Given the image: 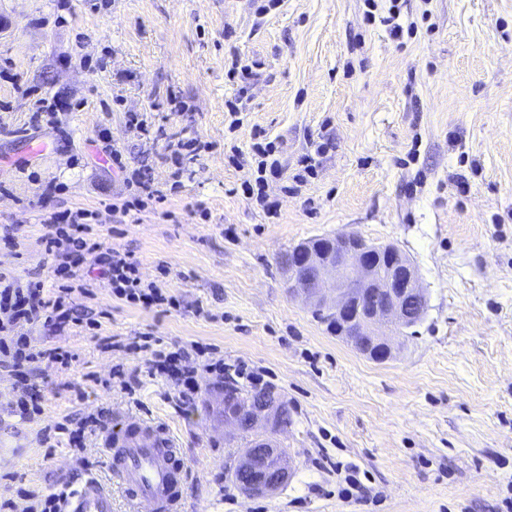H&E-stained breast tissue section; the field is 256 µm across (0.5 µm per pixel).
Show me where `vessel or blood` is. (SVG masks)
Segmentation results:
<instances>
[{
    "mask_svg": "<svg viewBox=\"0 0 512 512\" xmlns=\"http://www.w3.org/2000/svg\"><path fill=\"white\" fill-rule=\"evenodd\" d=\"M105 448L113 482L124 488L130 512H182L188 470L179 449L155 446L140 423L109 433ZM111 484L88 479L68 497L66 512H112Z\"/></svg>",
    "mask_w": 512,
    "mask_h": 512,
    "instance_id": "vessel-or-blood-1",
    "label": "vessel or blood"
}]
</instances>
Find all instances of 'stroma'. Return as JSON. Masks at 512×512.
Returning <instances> with one entry per match:
<instances>
[{
    "label": "stroma",
    "instance_id": "35a3bbf8",
    "mask_svg": "<svg viewBox=\"0 0 512 512\" xmlns=\"http://www.w3.org/2000/svg\"><path fill=\"white\" fill-rule=\"evenodd\" d=\"M399 5L418 26L400 42L366 23L363 0H282L262 20L250 0H0V270L52 284L43 215L85 209L107 246L179 301L135 306L86 272L67 301L92 307L100 334L12 327L76 356L48 369L36 423L12 414L0 371V496L15 512L51 486L109 481L102 438L79 450L55 430L103 407L112 425L136 417L174 441L184 512H512V0ZM237 56L260 67L232 131L225 67ZM260 134L291 174L323 147L273 216L235 191ZM192 138L198 156L176 165L175 144ZM143 169L178 192L113 223L105 203L127 199L126 175ZM49 183L56 193L35 207ZM338 232L394 244L418 270L427 311L387 361L288 294L281 253ZM143 333L172 351L198 344L229 369H198L201 389L182 401L149 375L150 350L131 349ZM250 372L291 419L277 436L291 474L269 498L225 472L244 443L225 437L212 400Z\"/></svg>",
    "mask_w": 512,
    "mask_h": 512
}]
</instances>
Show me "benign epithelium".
Wrapping results in <instances>:
<instances>
[{"instance_id":"7a95c632","label":"benign epithelium","mask_w":512,"mask_h":512,"mask_svg":"<svg viewBox=\"0 0 512 512\" xmlns=\"http://www.w3.org/2000/svg\"><path fill=\"white\" fill-rule=\"evenodd\" d=\"M282 266L288 288L359 353L391 358L393 346L381 328L403 331L427 304L419 274L394 245H373L354 233L316 238L288 250ZM287 402L276 393L224 394V433L247 431L251 442L231 459L227 471L244 474L248 497H270L288 480L291 459L276 441Z\"/></svg>"}]
</instances>
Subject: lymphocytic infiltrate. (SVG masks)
Segmentation results:
<instances>
[{
    "label": "lymphocytic infiltrate",
    "instance_id": "lymphocytic-infiltrate-1",
    "mask_svg": "<svg viewBox=\"0 0 512 512\" xmlns=\"http://www.w3.org/2000/svg\"><path fill=\"white\" fill-rule=\"evenodd\" d=\"M256 168L251 179L241 185L243 196L256 199L270 214L276 213L278 203L271 199L269 183L283 177L281 165L275 160L274 145L255 144L253 147ZM132 194L122 203L107 204V211L118 224L137 221L138 214L148 203H164L167 193L155 184L147 173L140 172L128 178ZM85 210H63L50 213L40 237L45 251L52 258L56 278H73L92 262H101L100 275L113 295L121 300L145 308L163 304L175 305L173 296L161 288L143 283L138 264L132 255L113 247H105L102 241L91 238ZM0 310L8 313L11 321L24 322L59 334L69 327L81 324L96 328L94 318H81L67 307L65 298L43 281L27 282L26 286H6L0 289ZM76 356L63 347L36 348L26 336H0V368L13 378V390L17 395L16 411L21 419L34 420L40 413L43 391L39 384L49 367H68ZM151 374L167 377L174 382L184 399H192L200 385L188 354L167 352L159 347L153 351Z\"/></svg>",
    "mask_w": 512,
    "mask_h": 512
}]
</instances>
